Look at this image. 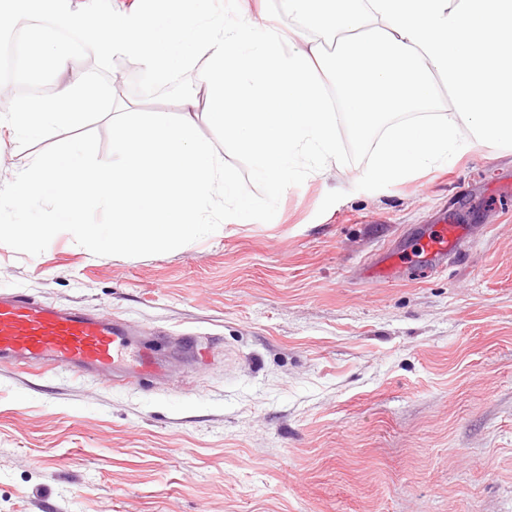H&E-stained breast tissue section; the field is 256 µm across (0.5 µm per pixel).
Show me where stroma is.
<instances>
[{
  "label": "stroma",
  "mask_w": 512,
  "mask_h": 512,
  "mask_svg": "<svg viewBox=\"0 0 512 512\" xmlns=\"http://www.w3.org/2000/svg\"><path fill=\"white\" fill-rule=\"evenodd\" d=\"M363 171L169 253L0 244V291L124 319L158 364L0 361V512H512V148L377 192ZM460 240V233L456 226L448 224L444 226L439 234L434 238L428 240L424 244V248L435 252L437 255L444 254L446 251H451L458 245Z\"/></svg>",
  "instance_id": "stroma-1"
}]
</instances>
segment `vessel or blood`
<instances>
[{
    "mask_svg": "<svg viewBox=\"0 0 512 512\" xmlns=\"http://www.w3.org/2000/svg\"><path fill=\"white\" fill-rule=\"evenodd\" d=\"M459 240L458 228L448 225L426 247L443 254ZM129 343L122 320L57 308L22 294H0V360L22 366L50 365L81 377L126 364L122 352ZM129 367L122 379L126 385L150 369L141 361Z\"/></svg>",
    "mask_w": 512,
    "mask_h": 512,
    "instance_id": "1",
    "label": "vessel or blood"
}]
</instances>
